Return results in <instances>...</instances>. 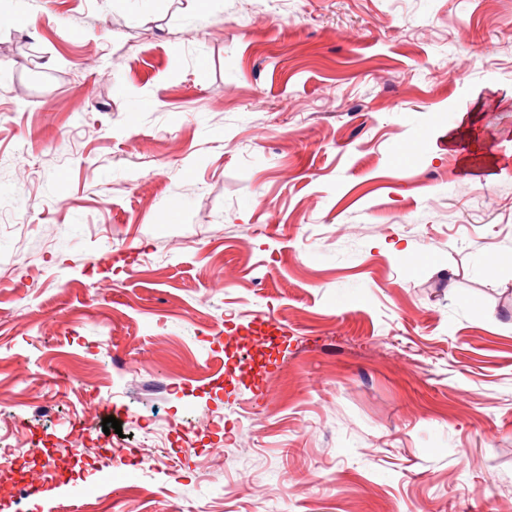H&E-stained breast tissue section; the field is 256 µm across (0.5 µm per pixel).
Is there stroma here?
I'll return each instance as SVG.
<instances>
[{
    "instance_id": "stroma-1",
    "label": "stroma",
    "mask_w": 512,
    "mask_h": 512,
    "mask_svg": "<svg viewBox=\"0 0 512 512\" xmlns=\"http://www.w3.org/2000/svg\"><path fill=\"white\" fill-rule=\"evenodd\" d=\"M0 62V443L68 476L0 512H512V0H0Z\"/></svg>"
}]
</instances>
